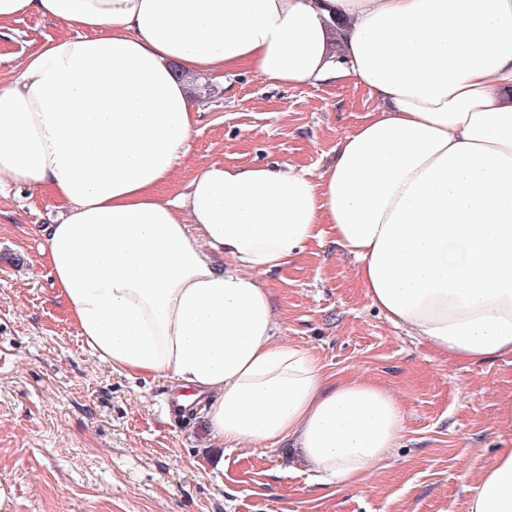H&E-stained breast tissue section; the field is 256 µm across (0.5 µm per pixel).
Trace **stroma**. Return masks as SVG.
<instances>
[{
    "label": "stroma",
    "mask_w": 512,
    "mask_h": 512,
    "mask_svg": "<svg viewBox=\"0 0 512 512\" xmlns=\"http://www.w3.org/2000/svg\"><path fill=\"white\" fill-rule=\"evenodd\" d=\"M64 23L0 26V80ZM201 115L162 197L203 164L318 172L378 103L345 83L276 86L240 71L203 76ZM46 190L0 180V488L8 512H467L464 487L512 447V358L448 361L392 325L332 236L263 276L279 338L313 350L329 382L367 377L396 394L404 430L362 486L331 485L295 442L219 447L199 407L169 384L112 369L69 319L42 254L58 216Z\"/></svg>",
    "instance_id": "35a3bbf8"
}]
</instances>
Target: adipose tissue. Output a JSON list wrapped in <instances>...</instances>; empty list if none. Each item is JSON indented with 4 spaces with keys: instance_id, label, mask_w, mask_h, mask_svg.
Returning a JSON list of instances; mask_svg holds the SVG:
<instances>
[{
    "instance_id": "adipose-tissue-1",
    "label": "adipose tissue",
    "mask_w": 512,
    "mask_h": 512,
    "mask_svg": "<svg viewBox=\"0 0 512 512\" xmlns=\"http://www.w3.org/2000/svg\"><path fill=\"white\" fill-rule=\"evenodd\" d=\"M28 13L74 32L0 85V178L58 199L50 274L113 369L169 380L227 448L291 439L325 483L366 481L400 403L277 341L260 280L327 232L391 323L455 361L512 358V0H0V25ZM237 69L384 108L318 175L212 162L160 198L197 119L188 76ZM466 492L512 512V448Z\"/></svg>"
}]
</instances>
